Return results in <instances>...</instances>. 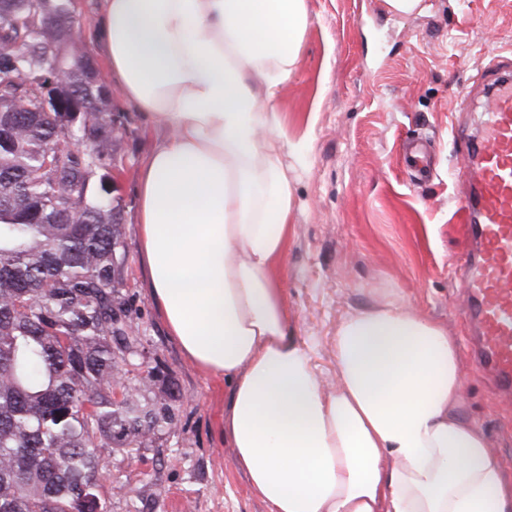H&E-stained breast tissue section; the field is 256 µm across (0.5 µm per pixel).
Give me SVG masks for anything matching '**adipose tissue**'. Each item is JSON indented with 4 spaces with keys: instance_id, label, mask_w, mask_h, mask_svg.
<instances>
[{
    "instance_id": "obj_1",
    "label": "adipose tissue",
    "mask_w": 512,
    "mask_h": 512,
    "mask_svg": "<svg viewBox=\"0 0 512 512\" xmlns=\"http://www.w3.org/2000/svg\"><path fill=\"white\" fill-rule=\"evenodd\" d=\"M305 2L101 0L112 75L166 132L138 187L152 294L185 359L228 383L224 435L269 512H512L442 325L382 292L338 324L329 396L289 329L276 97L300 62Z\"/></svg>"
}]
</instances>
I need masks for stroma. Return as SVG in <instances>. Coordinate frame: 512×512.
Here are the masks:
<instances>
[{"instance_id":"stroma-1","label":"stroma","mask_w":512,"mask_h":512,"mask_svg":"<svg viewBox=\"0 0 512 512\" xmlns=\"http://www.w3.org/2000/svg\"><path fill=\"white\" fill-rule=\"evenodd\" d=\"M82 36L112 84L98 40L100 0H77ZM309 24L300 65L276 106L294 150L283 162L296 197L295 234L281 275L290 329L312 350L325 393L337 386L333 339L351 311L397 288L411 307L442 324L457 343L459 280L448 269L464 250L454 172L481 137L488 92L474 82L497 56L512 57V0H423L402 15L385 0H306ZM125 133L114 162L121 174L126 255L121 289L129 300L146 366L183 394L172 429L138 454L105 464L123 487L111 512H267L224 436L223 376L190 364L169 336L149 294L137 237L138 170L163 137L148 117L112 93ZM460 122L463 137L452 134ZM433 142V173L410 177L406 138ZM462 410L486 434L512 474V407L499 404L484 369L462 352Z\"/></svg>"}]
</instances>
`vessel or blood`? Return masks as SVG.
I'll return each instance as SVG.
<instances>
[{"mask_svg":"<svg viewBox=\"0 0 512 512\" xmlns=\"http://www.w3.org/2000/svg\"><path fill=\"white\" fill-rule=\"evenodd\" d=\"M487 73L497 84L486 107L484 144L469 154L461 178L469 246L460 264L478 362L493 373L500 401L512 404V58L496 57Z\"/></svg>","mask_w":512,"mask_h":512,"instance_id":"vessel-or-blood-1","label":"vessel or blood"}]
</instances>
